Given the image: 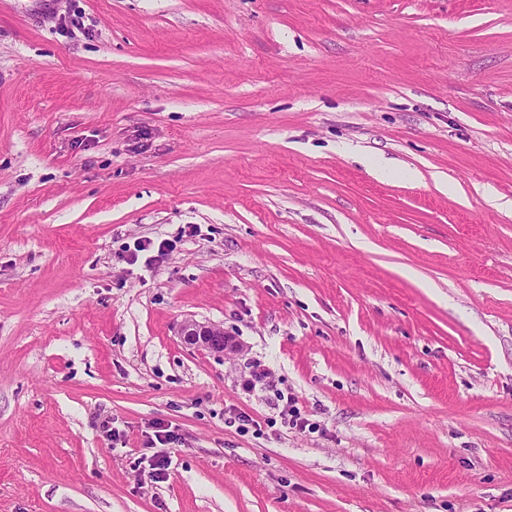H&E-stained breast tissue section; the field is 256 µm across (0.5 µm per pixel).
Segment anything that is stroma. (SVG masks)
Wrapping results in <instances>:
<instances>
[{
	"mask_svg": "<svg viewBox=\"0 0 512 512\" xmlns=\"http://www.w3.org/2000/svg\"><path fill=\"white\" fill-rule=\"evenodd\" d=\"M507 201L512 0H0V512H512ZM180 331V336H183L187 343L212 353H224L234 347L232 340L224 333L223 327L187 321L181 326Z\"/></svg>",
	"mask_w": 512,
	"mask_h": 512,
	"instance_id": "35a3bbf8",
	"label": "stroma"
}]
</instances>
